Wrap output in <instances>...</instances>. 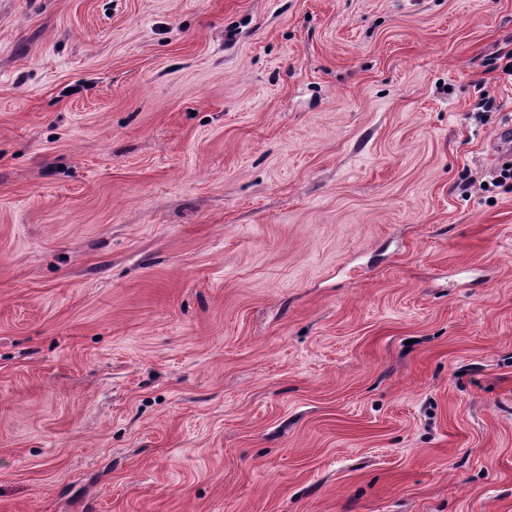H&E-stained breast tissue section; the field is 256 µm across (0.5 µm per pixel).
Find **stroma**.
I'll return each instance as SVG.
<instances>
[{"label": "stroma", "instance_id": "stroma-1", "mask_svg": "<svg viewBox=\"0 0 512 512\" xmlns=\"http://www.w3.org/2000/svg\"><path fill=\"white\" fill-rule=\"evenodd\" d=\"M512 0H0V512H512Z\"/></svg>", "mask_w": 512, "mask_h": 512}]
</instances>
